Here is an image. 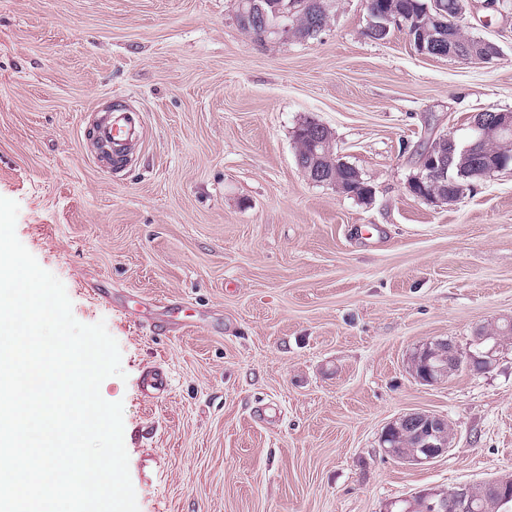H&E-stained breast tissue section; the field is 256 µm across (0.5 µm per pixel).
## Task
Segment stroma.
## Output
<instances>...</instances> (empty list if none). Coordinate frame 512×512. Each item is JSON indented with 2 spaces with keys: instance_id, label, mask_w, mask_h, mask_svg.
I'll return each instance as SVG.
<instances>
[{
  "instance_id": "stroma-1",
  "label": "stroma",
  "mask_w": 512,
  "mask_h": 512,
  "mask_svg": "<svg viewBox=\"0 0 512 512\" xmlns=\"http://www.w3.org/2000/svg\"><path fill=\"white\" fill-rule=\"evenodd\" d=\"M239 0H0V197L81 323L105 321L139 512H399L512 475V339L491 368L425 385L411 357L512 319V170L452 205L408 181L430 139L512 111V5L465 0L487 63L367 38L365 0H330L311 39L261 42ZM110 104L140 138L106 167L88 137ZM312 117L373 189L309 181ZM106 280L112 300L90 294ZM187 321L185 330L162 321ZM157 368L164 396L138 382ZM447 418L448 454L387 456L398 416Z\"/></svg>"
}]
</instances>
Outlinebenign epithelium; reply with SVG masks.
<instances>
[{"label":"benign epithelium","instance_id":"1","mask_svg":"<svg viewBox=\"0 0 512 512\" xmlns=\"http://www.w3.org/2000/svg\"><path fill=\"white\" fill-rule=\"evenodd\" d=\"M296 0H280L273 7L274 21L257 29L256 39L265 41L271 37L288 39L298 38L297 30L290 20L294 19ZM240 13L246 18L267 19L268 13L263 0H242ZM471 54L480 60L490 61L497 57L498 49L493 43L479 39L470 45ZM326 125L312 120L308 124L298 125L297 134H308L313 138L310 150L296 154V163L302 173L312 182L336 186V180L323 169V160L332 163L338 156L320 151L326 142L322 138V129ZM512 136V111H486L476 114L470 122V134L462 143V154L470 160L473 167L479 169L483 178L502 171L512 164V157L499 156L493 160L485 157L487 146L505 137ZM457 142L452 136H440L433 140L421 153L418 160L419 173L409 190L420 199L432 204H447L458 201L454 196L428 195L425 186L429 183L443 182L447 178ZM478 357L472 352L464 353L448 339H439L427 343L411 358V372L414 378L426 384H437L451 375L471 370ZM409 434L415 438L419 452L404 456L396 448L395 437ZM454 430L449 421L432 413L411 412L397 417L385 428L380 444L384 451L403 461L422 463L439 458L453 447ZM432 512H468L471 499L470 485L463 484L448 492L431 494Z\"/></svg>","mask_w":512,"mask_h":512}]
</instances>
